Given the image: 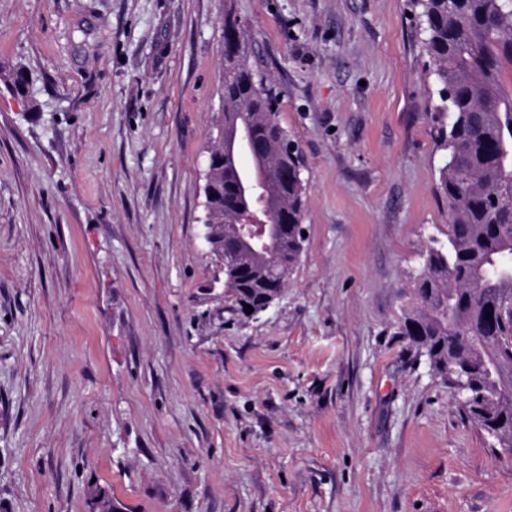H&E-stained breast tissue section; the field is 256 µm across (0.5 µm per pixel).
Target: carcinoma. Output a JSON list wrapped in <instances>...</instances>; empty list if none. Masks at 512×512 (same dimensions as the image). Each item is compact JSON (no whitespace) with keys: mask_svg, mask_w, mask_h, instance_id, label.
<instances>
[{"mask_svg":"<svg viewBox=\"0 0 512 512\" xmlns=\"http://www.w3.org/2000/svg\"><path fill=\"white\" fill-rule=\"evenodd\" d=\"M424 18V46L434 65L439 104L450 122L437 130L447 161L437 190L448 200V245L428 246L401 308L399 326L426 353L433 372L450 384L459 373L475 403L467 419L512 448V0H414ZM224 136L249 128L252 158L266 185L260 196L237 188L239 155L224 153V178L205 202L224 217V276L239 311L261 307L267 289L284 288L298 267L305 237L306 182L300 156L288 150L277 121L276 94L244 59L237 20L224 18ZM264 207L272 216L270 249L238 241L232 223ZM490 316H485V313Z\"/></svg>","mask_w":512,"mask_h":512,"instance_id":"cac0c4a2","label":"carcinoma"}]
</instances>
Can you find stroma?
<instances>
[{
    "label": "stroma",
    "instance_id": "35a3bbf8",
    "mask_svg": "<svg viewBox=\"0 0 512 512\" xmlns=\"http://www.w3.org/2000/svg\"><path fill=\"white\" fill-rule=\"evenodd\" d=\"M228 15L307 183L253 317L203 238ZM425 37L413 0H0V512H512L398 329L448 238Z\"/></svg>",
    "mask_w": 512,
    "mask_h": 512
}]
</instances>
